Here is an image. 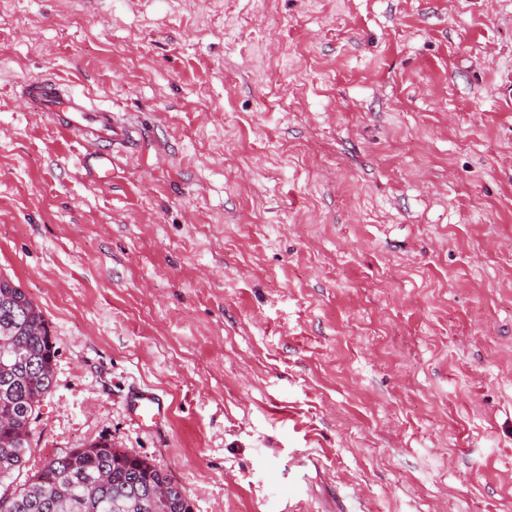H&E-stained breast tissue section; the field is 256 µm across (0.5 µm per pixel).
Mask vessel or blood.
I'll list each match as a JSON object with an SVG mask.
<instances>
[{
  "label": "vessel or blood",
  "mask_w": 512,
  "mask_h": 512,
  "mask_svg": "<svg viewBox=\"0 0 512 512\" xmlns=\"http://www.w3.org/2000/svg\"><path fill=\"white\" fill-rule=\"evenodd\" d=\"M22 95L50 115L56 129L86 150L97 182H109L112 154L134 141L132 125L112 111L95 106L90 95H79L58 80L43 76L25 81ZM126 406L140 426L159 427L168 416L163 397L151 389L137 388L126 397Z\"/></svg>",
  "instance_id": "1"
}]
</instances>
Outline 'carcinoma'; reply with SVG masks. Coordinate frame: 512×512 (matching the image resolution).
I'll return each mask as SVG.
<instances>
[{
    "label": "carcinoma",
    "instance_id": "carcinoma-1",
    "mask_svg": "<svg viewBox=\"0 0 512 512\" xmlns=\"http://www.w3.org/2000/svg\"><path fill=\"white\" fill-rule=\"evenodd\" d=\"M0 487L23 471L30 424L53 388L56 351L40 307L0 276ZM0 512H192L185 489L137 454L100 440L49 458L12 492L0 491Z\"/></svg>",
    "mask_w": 512,
    "mask_h": 512
}]
</instances>
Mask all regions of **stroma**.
<instances>
[{
	"instance_id": "35a3bbf8",
	"label": "stroma",
	"mask_w": 512,
	"mask_h": 512,
	"mask_svg": "<svg viewBox=\"0 0 512 512\" xmlns=\"http://www.w3.org/2000/svg\"><path fill=\"white\" fill-rule=\"evenodd\" d=\"M46 75L136 125L110 184ZM0 274L56 349L28 470L103 439L193 512H512V0H0ZM126 406L132 419L148 429L159 427L168 416V406L153 389L132 390L126 397Z\"/></svg>"
}]
</instances>
